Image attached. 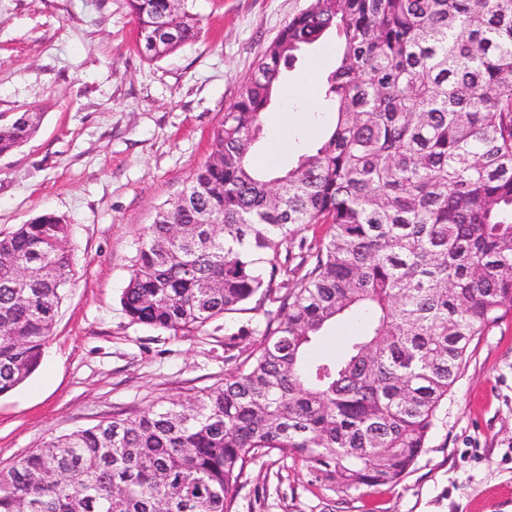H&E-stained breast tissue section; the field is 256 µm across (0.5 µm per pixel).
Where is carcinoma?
Returning a JSON list of instances; mask_svg holds the SVG:
<instances>
[{
	"instance_id": "obj_1",
	"label": "carcinoma",
	"mask_w": 512,
	"mask_h": 512,
	"mask_svg": "<svg viewBox=\"0 0 512 512\" xmlns=\"http://www.w3.org/2000/svg\"><path fill=\"white\" fill-rule=\"evenodd\" d=\"M154 61L199 35L186 0H127ZM325 138L294 166L251 161L298 55L329 34ZM40 113L0 127V155ZM329 225L321 238L305 235ZM71 224L0 235V395L41 364L75 276ZM121 305L188 336L228 314L224 381L52 435L0 469V512H236L281 454L348 493L393 485L427 447L476 336L512 317V0H311L262 51L208 160L157 211ZM364 332L310 348L336 323ZM244 336L246 355L233 354Z\"/></svg>"
}]
</instances>
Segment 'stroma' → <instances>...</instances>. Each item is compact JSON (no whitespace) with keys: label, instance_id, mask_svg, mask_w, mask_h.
<instances>
[{"label":"stroma","instance_id":"1","mask_svg":"<svg viewBox=\"0 0 512 512\" xmlns=\"http://www.w3.org/2000/svg\"><path fill=\"white\" fill-rule=\"evenodd\" d=\"M310 0H193L198 39L155 61L135 48L126 0H0V124L42 115L0 156V233L44 213L72 226L75 276L40 367L0 397V468L49 436L186 398L230 369L224 329L173 336L130 324L121 294L160 207L209 157L262 49ZM318 85L267 113L317 144ZM237 512H512V321L475 337L425 452L399 483L342 494L307 464L252 463Z\"/></svg>","mask_w":512,"mask_h":512}]
</instances>
